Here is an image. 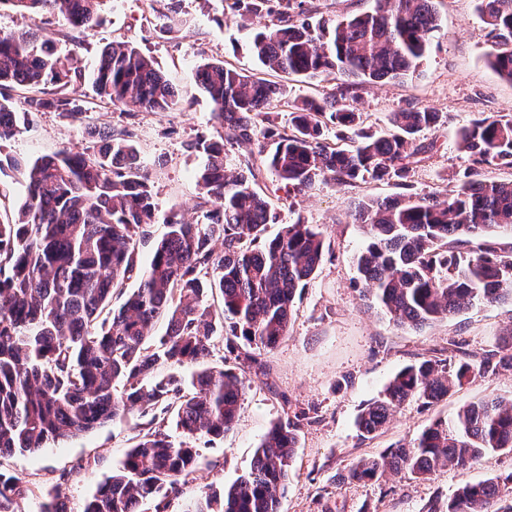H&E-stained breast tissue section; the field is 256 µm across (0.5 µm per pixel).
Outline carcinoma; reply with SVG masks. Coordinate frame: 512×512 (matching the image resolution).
<instances>
[{"mask_svg":"<svg viewBox=\"0 0 512 512\" xmlns=\"http://www.w3.org/2000/svg\"><path fill=\"white\" fill-rule=\"evenodd\" d=\"M104 0H0L21 15L60 14L82 45L98 25ZM438 0H375L372 10L313 20L308 0H224L231 17L268 23L252 51L268 72L307 79L333 77L336 91L287 99L280 82L247 75L222 60L200 65L197 79L219 129L188 148L204 156L198 174L199 218L167 219L152 238L156 204L137 145L125 129L89 127L92 149H62L27 165L26 200L15 216L0 213V457L37 452L124 418L134 408L151 420L173 416L180 440L150 429L105 478L83 512H138L146 501L166 512L181 479L193 471L199 437L222 436L236 422L244 394L232 370L207 367L186 382L159 369L204 361L216 340L243 364L287 335L299 289L319 267L326 242L313 224L285 225L265 236L276 215L261 188L273 173L288 191L319 179L354 186L371 177L406 181L428 147L419 134L440 113L411 106L390 115L375 136L360 127L346 101L367 84L416 70L438 29ZM491 37L489 65L512 82V0H480ZM81 74L50 40L30 31L0 33V144L43 112L82 119ZM54 84L61 91L28 98L13 109L3 89ZM97 95L125 112H167L175 87L139 48L115 41L100 55ZM288 126L259 119L280 103ZM336 128V142L325 136ZM251 147L242 166L227 165L226 144ZM471 164L444 200L402 195L359 203L355 221L367 243L356 258L358 279L394 324L413 328L464 307L512 299V251L490 244L462 250L494 229L512 231V181H487L488 166L512 168V114L483 116L458 131ZM220 242L221 250L213 247ZM152 248L139 261V245ZM137 287L126 290L127 282ZM122 297L119 306L113 297ZM167 314L157 340L151 331ZM512 370V335L480 360L464 354L422 358L402 368L357 419L363 437L377 434L393 412L417 399L438 402L478 373ZM291 419L273 425L249 471L229 486L210 488L185 512H280L288 468L299 441ZM512 452V402L497 398L460 409L453 420L426 426L413 445H396L358 460L346 480H374L405 471L419 478L441 467L464 469L483 455ZM29 489L0 471V512H15ZM41 512H67L64 496L48 493ZM427 512H512V476L460 485Z\"/></svg>","mask_w":512,"mask_h":512,"instance_id":"obj_1","label":"carcinoma"}]
</instances>
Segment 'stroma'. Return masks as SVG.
<instances>
[{
  "label": "stroma",
  "instance_id": "1",
  "mask_svg": "<svg viewBox=\"0 0 512 512\" xmlns=\"http://www.w3.org/2000/svg\"><path fill=\"white\" fill-rule=\"evenodd\" d=\"M479 5V0H440V29L420 69L402 82L371 84L357 92L353 107L375 135L386 134L391 113L408 106L441 113V123L420 135L430 149L407 185L394 178L354 186L323 181L290 196L275 175L265 174L261 187L277 216L267 227V237L301 220L320 225L327 248L313 278L295 298L287 335L261 352L257 364L239 367L220 344L207 359L210 367L241 368L245 394L239 417L224 436L196 441L197 470L171 497L167 512H183L205 486L230 485L248 470L267 430L295 416L301 419L300 446L288 471L280 512H427L433 499H448L462 483L512 474V452L500 451L484 455L470 469H443L423 479L404 473L372 481L343 479L354 462L395 444L413 443L425 426L452 418L465 405L487 397L512 399V370L477 374L442 401L405 403L374 436L361 437L356 428L363 408L405 365L423 357L445 358L453 351L482 356L495 349L498 337L512 333L508 302L476 304L420 329L395 326L364 297L355 268L367 241L362 225L354 220L361 200L410 194L446 197L468 164L457 145L458 130L481 115L512 113V83L488 63L491 39ZM161 9L158 0H105L100 22L85 37L75 62L81 75L78 91L85 99H96L93 78L99 53L119 39L153 58L178 88L179 105L163 113H127L104 105L80 121L42 113L1 149L16 161L15 167L0 170V188L10 208L26 199L23 165L66 147L90 146L86 128L97 124L132 132L148 166L158 209L154 237L165 233L164 221L171 213L195 219L197 177L204 158L188 144L211 135L217 126L197 70L205 61L224 60L245 73L258 72L251 50L256 26L227 18L220 0H181L185 24L167 34L161 30ZM29 28L40 39L54 41L61 53L69 52L64 36L71 27L63 16L32 19L0 11V30ZM143 422L135 411L37 453L0 457V471L18 477L29 489L18 502V512H39L44 495L56 488L71 512H82L105 478L121 467Z\"/></svg>",
  "mask_w": 512,
  "mask_h": 512
}]
</instances>
